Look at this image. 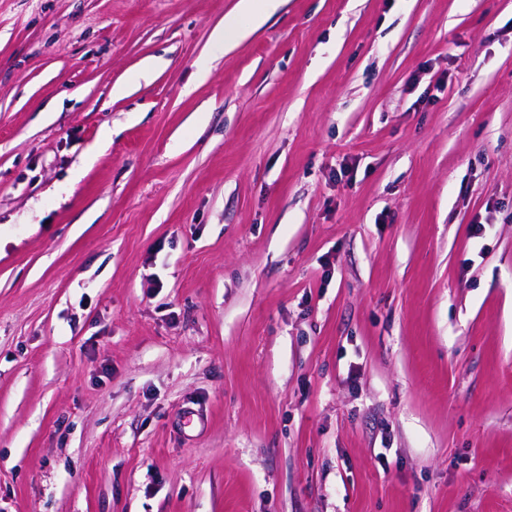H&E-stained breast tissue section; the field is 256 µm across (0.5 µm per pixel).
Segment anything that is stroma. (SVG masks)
<instances>
[{
  "mask_svg": "<svg viewBox=\"0 0 512 512\" xmlns=\"http://www.w3.org/2000/svg\"><path fill=\"white\" fill-rule=\"evenodd\" d=\"M237 2L0 0V512H512V0Z\"/></svg>",
  "mask_w": 512,
  "mask_h": 512,
  "instance_id": "obj_1",
  "label": "stroma"
}]
</instances>
